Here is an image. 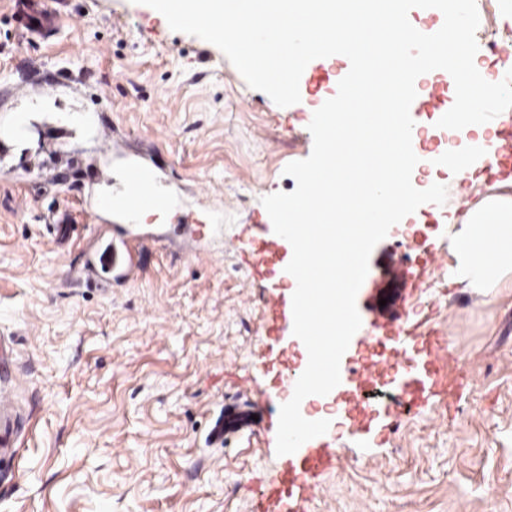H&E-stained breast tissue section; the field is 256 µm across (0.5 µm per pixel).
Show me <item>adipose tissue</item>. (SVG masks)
Returning a JSON list of instances; mask_svg holds the SVG:
<instances>
[{
    "label": "adipose tissue",
    "instance_id": "ef3b65f1",
    "mask_svg": "<svg viewBox=\"0 0 512 512\" xmlns=\"http://www.w3.org/2000/svg\"><path fill=\"white\" fill-rule=\"evenodd\" d=\"M452 249L451 282L495 287L512 270V198H489L470 209L453 232Z\"/></svg>",
    "mask_w": 512,
    "mask_h": 512
}]
</instances>
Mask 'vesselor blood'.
<instances>
[{
  "label": "vessel or blood",
  "instance_id": "obj_1",
  "mask_svg": "<svg viewBox=\"0 0 512 512\" xmlns=\"http://www.w3.org/2000/svg\"><path fill=\"white\" fill-rule=\"evenodd\" d=\"M14 12L20 25L33 37L48 39L59 29L56 12L41 8L38 0H14ZM113 208L134 216L145 211L167 208L165 196L158 193L150 183L147 173L139 167L127 171L119 193L111 201ZM100 270L106 277L118 281H130L139 272L138 246L129 241H110L97 255ZM395 377L393 388L405 395L414 404L422 406L442 391L456 392L462 385L461 374L456 366L442 368L440 347L437 340L423 334L393 349L391 356ZM379 363L371 359L356 372L342 371L341 380L350 387L362 389L375 382ZM243 412H225L216 420L209 433L211 443H223L226 433L233 431L243 420ZM284 464L268 486L274 500H295L313 496L315 476L334 469L338 454L333 444L311 439L304 448L284 456Z\"/></svg>",
  "mask_w": 512,
  "mask_h": 512
}]
</instances>
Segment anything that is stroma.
Listing matches in <instances>:
<instances>
[{"label": "stroma", "mask_w": 512, "mask_h": 512, "mask_svg": "<svg viewBox=\"0 0 512 512\" xmlns=\"http://www.w3.org/2000/svg\"><path fill=\"white\" fill-rule=\"evenodd\" d=\"M41 4L63 16L46 41L0 0V337L16 353L19 424L0 512H269L290 398L279 378L308 354L292 323L263 327L267 299L292 294L290 243L260 268L250 244L272 233L260 199L294 191L284 168L311 154L308 125L350 63L311 61L299 103L282 108L139 0ZM80 115L112 123L109 150ZM132 164L171 200L135 223L97 208ZM437 181L446 203L412 215L437 268L404 260L390 230L357 307L368 331L380 300L404 296L407 328L451 339L467 384L408 418L377 403L363 441L334 426L341 461L299 512H512V271L495 288L448 281L452 218L512 185ZM98 224L138 239L135 280L85 276ZM392 259L421 287L389 280ZM230 404L258 424L210 444Z\"/></svg>", "instance_id": "obj_1"}]
</instances>
